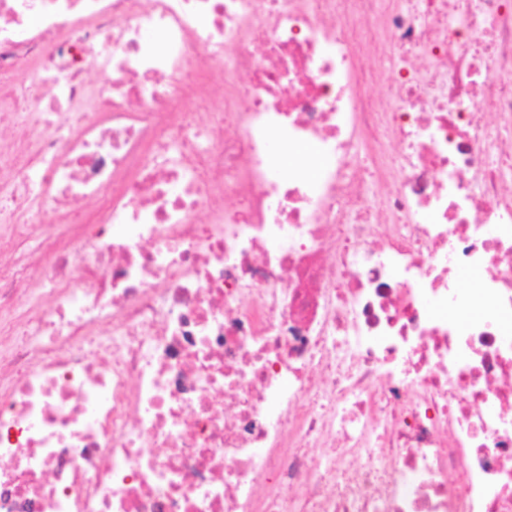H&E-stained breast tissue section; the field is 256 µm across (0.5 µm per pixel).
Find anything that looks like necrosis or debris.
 Returning <instances> with one entry per match:
<instances>
[{
  "label": "necrosis or debris",
  "mask_w": 512,
  "mask_h": 512,
  "mask_svg": "<svg viewBox=\"0 0 512 512\" xmlns=\"http://www.w3.org/2000/svg\"><path fill=\"white\" fill-rule=\"evenodd\" d=\"M504 2L0 0V512H512Z\"/></svg>",
  "instance_id": "1"
}]
</instances>
